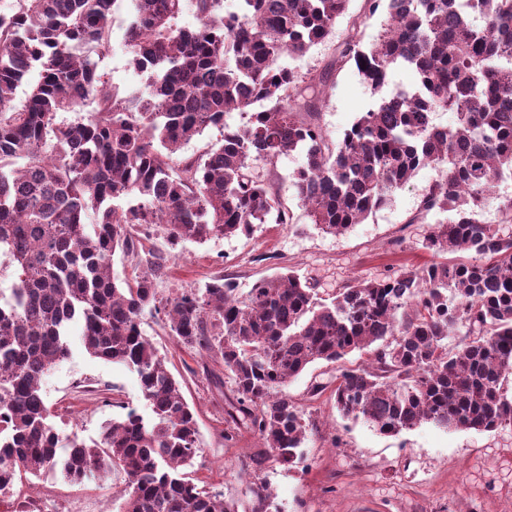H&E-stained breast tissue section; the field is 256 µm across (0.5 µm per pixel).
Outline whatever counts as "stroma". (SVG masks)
Here are the masks:
<instances>
[{
	"instance_id": "35a3bbf8",
	"label": "stroma",
	"mask_w": 512,
	"mask_h": 512,
	"mask_svg": "<svg viewBox=\"0 0 512 512\" xmlns=\"http://www.w3.org/2000/svg\"><path fill=\"white\" fill-rule=\"evenodd\" d=\"M130 20L127 0H117L110 24L112 51L97 60L99 72L123 90L142 88L148 81L147 73L130 62L125 43ZM374 100L355 67L339 69L325 90L321 114L330 139L340 142ZM440 177L439 168L421 169L411 186L339 236L318 230L299 208L292 226L258 224L247 236L182 242L171 250V275L159 283V295L173 296L218 274L234 279L244 293L258 279L289 268L317 282L324 295L400 268L422 267L432 256L421 242L436 218L428 216L423 224L412 218L421 189ZM142 329L198 413L201 452L189 477L236 501L238 512H251L242 466L262 442L245 431L235 445H225L224 394L211 382L212 374H223V364L181 346L162 316L143 314ZM334 373V367L318 362L287 387L319 432L304 444L297 466L271 463L265 469L279 512H512V426L478 433L425 423L396 436L381 435L364 421L341 417L329 394L310 396L313 379L324 381ZM42 391L65 448L77 438H98L123 407L145 406L134 373L91 357L78 344L71 358L44 378ZM126 481L119 470L82 486L52 475L34 477L29 486L17 487L13 500L36 495L40 512H119Z\"/></svg>"
}]
</instances>
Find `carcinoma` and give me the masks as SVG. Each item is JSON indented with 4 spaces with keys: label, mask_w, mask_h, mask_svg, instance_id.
Returning <instances> with one entry per match:
<instances>
[{
    "label": "carcinoma",
    "mask_w": 512,
    "mask_h": 512,
    "mask_svg": "<svg viewBox=\"0 0 512 512\" xmlns=\"http://www.w3.org/2000/svg\"><path fill=\"white\" fill-rule=\"evenodd\" d=\"M116 2L18 0L0 15V257L12 268L11 287L0 288V495L30 476L77 485L118 468L127 477L121 512H237L182 473L200 451L197 420L141 329L146 311L163 315L183 347L224 363L233 392L224 444L243 429L263 441L246 472L251 512H272L267 464L296 465L317 430L283 387L319 360L367 353L309 394L331 391L343 417L380 434L511 424L512 236L480 216L498 196L500 224H512V196L498 193L512 174V0H363L333 63L306 72L282 59L322 42L350 0H237L228 13L223 0H130L126 46L150 76L146 88L123 92L81 53L109 52ZM187 9L192 29L179 24ZM380 13L379 38L366 45L362 28ZM347 64L376 93L395 66L416 81L380 96L335 143L319 122L322 94ZM89 99L96 111L60 118ZM231 110L247 123L225 124ZM438 112L453 113L455 125H437ZM210 126L222 129L220 141L177 157ZM297 149L306 162L286 187L254 165ZM426 166L445 177L421 189L410 223L453 217L430 225L422 249L435 261L422 268L329 299L292 270L245 294L217 276L158 295L171 255L155 236L174 246L292 224V197L320 230L342 235ZM457 251L470 256L448 259ZM118 252L134 261L131 282L112 274ZM74 323L89 355L137 376L147 413L131 408L98 441L63 450L41 383L72 356ZM453 336L461 341L450 350Z\"/></svg>",
    "instance_id": "1"
}]
</instances>
